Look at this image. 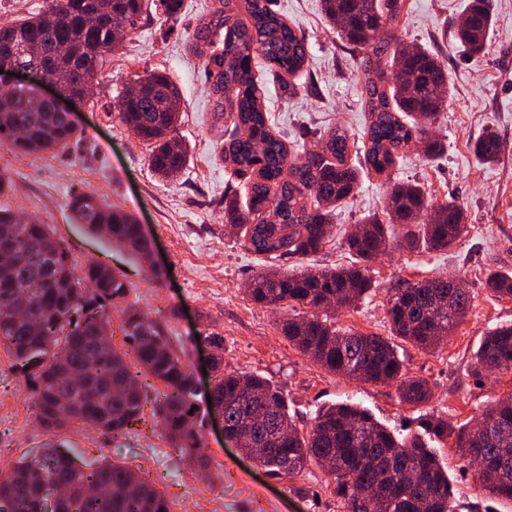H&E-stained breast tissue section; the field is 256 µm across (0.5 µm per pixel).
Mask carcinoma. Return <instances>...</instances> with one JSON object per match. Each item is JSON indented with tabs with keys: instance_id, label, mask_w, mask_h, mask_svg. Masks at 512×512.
<instances>
[{
	"instance_id": "carcinoma-1",
	"label": "carcinoma",
	"mask_w": 512,
	"mask_h": 512,
	"mask_svg": "<svg viewBox=\"0 0 512 512\" xmlns=\"http://www.w3.org/2000/svg\"><path fill=\"white\" fill-rule=\"evenodd\" d=\"M273 0H245L249 24L227 11L201 25L197 37L223 31L219 52L205 63L214 95L224 101V161L234 172H251L248 200L224 195V220L243 227L248 249L276 261L289 254L316 253L327 242L336 207L349 198L358 169L349 165L348 136L334 132L317 151L288 153L275 135L262 101V88L252 62L262 57L287 74L298 73L306 57L304 38L272 8ZM326 20L347 43L387 55L365 78L362 96L367 112L363 137L366 170L384 174L399 151L411 142L425 143L432 157L443 144L430 127L441 117L450 90L448 67L431 50L393 41L391 27L404 0H322ZM146 0H54V6L32 17L0 24V51L8 61L25 66L50 61L48 71L68 79L72 92L83 94L85 79L96 75L104 56L116 47L114 28L134 31ZM492 17L485 0H471L457 39L479 56L486 51ZM118 118L153 144L149 163L164 180L178 175L187 147L176 135L179 90L163 73L138 78L118 96ZM75 132L49 101L0 98V143L20 152L64 149ZM474 154L492 163L502 152L493 130L473 144ZM76 221L109 236L140 256L149 242L126 213L86 194L72 196ZM405 226L409 247L423 244L447 249L468 231L463 208L453 200L433 204L417 183H395L384 218L366 216L346 240L354 261L343 268L287 273L265 270L248 285L251 300L266 307H300L306 315L283 324L284 336L296 349L330 372L364 382L398 381L403 402L421 405L431 396L427 382L403 373L394 338L421 350L438 347L467 316L466 288L448 287V278L405 281L393 289L387 318L392 336L352 332L320 316L326 306L356 307L371 290L367 264L392 245L390 225ZM10 239L21 251L19 260L0 272V344L30 371L39 422L57 428L77 420L116 437L142 420L144 397L127 361L166 387L160 406L163 429L180 452L207 467L199 428L195 426L197 393L192 378L167 335L163 320L148 319L137 310L124 312L123 332L130 352L99 348L86 318L110 329L105 308L127 294L117 274L104 279L93 265L76 277L70 253L48 225L19 219L0 209V240ZM487 288L512 296V272L493 271ZM482 370L512 366V323L492 328L475 355ZM211 402L224 410L230 430L248 432L246 450L274 477H295L307 464L330 457L328 473L345 512H455L456 500L435 451L420 435L396 436L368 412L350 405L319 408L308 435L300 434L282 391L270 380L249 373L224 371L216 361ZM487 426L478 436L472 427L453 425L433 416L423 422L425 434L454 437L464 461L478 448L484 473L481 488L512 502V397L483 413ZM45 485L69 489L59 512H170L169 501L151 483L130 469L105 459L85 469L56 446L19 461L0 473V512H49L32 475Z\"/></svg>"
}]
</instances>
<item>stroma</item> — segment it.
<instances>
[{"label":"stroma","mask_w":512,"mask_h":512,"mask_svg":"<svg viewBox=\"0 0 512 512\" xmlns=\"http://www.w3.org/2000/svg\"><path fill=\"white\" fill-rule=\"evenodd\" d=\"M276 10L308 45L298 92L289 96L274 83L267 62L253 70L265 88L272 130L289 151L313 149L322 136L345 128L361 142L366 123L363 82L369 51L341 40L328 25L321 0H275ZM469 0H405L394 27L396 38L438 53L448 66L451 95L435 134L446 144L429 160L423 148L401 150L390 175L361 173L359 185L336 210L332 233L322 250L288 255L277 269L336 268L350 262L345 237L370 213H382L392 184L419 182L432 202L455 198L468 217L469 229L452 248L394 247L370 266L374 288L357 308L337 311V326L389 335L386 318L393 288L404 280L446 274L462 281L471 298L463 322L435 350L400 343L399 356L408 377L428 382L430 400L402 403L394 383H364L328 373L300 353L282 333L292 309L255 304L246 292L251 278L267 265L266 256L248 250L242 236L224 223V192L239 188L222 157L224 121L203 72L210 44L195 37L199 23L220 0H184L177 19L149 11L139 29L122 34L105 67L94 78L88 97L72 111L76 136L66 149L22 153L0 144V175L11 183L0 196V209L49 225L69 250L76 271L103 263L127 283L123 300L110 306L112 343L124 344L123 312L136 309L164 320L168 335L200 390L211 377L206 338H224V369L270 379L284 393L289 413L308 431L318 407L355 403L389 430H419L427 414L454 424L477 419L489 402L512 394V368L495 373L479 369L475 352L496 325L512 323V297H500L486 284L491 270H512V0H488L494 26L488 50L471 56L455 31ZM161 71L178 86L179 137L188 150L180 175L163 182L149 166V142L123 125L113 103L129 83L147 71ZM502 141L497 162L484 164L472 151L486 128ZM91 194L129 214L140 224L154 250L162 279L127 249L77 223L68 207L71 194ZM144 419L120 437L74 423L48 431L32 405V382L0 345V471L21 457L40 454L47 444L60 445L85 464L101 459L129 467L161 491L171 512H343L332 477L312 465L300 476L275 478L226 442L220 426L203 424L200 433L210 459L198 469L169 443L155 411L164 390L146 380ZM458 503L457 512H512V505L481 491L453 439L436 441Z\"/></svg>","instance_id":"35a3bbf8"}]
</instances>
